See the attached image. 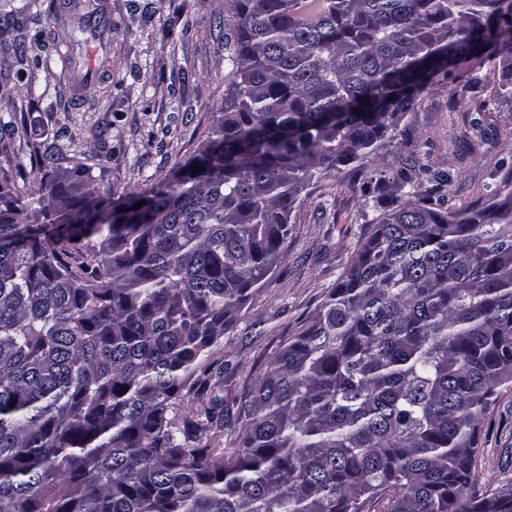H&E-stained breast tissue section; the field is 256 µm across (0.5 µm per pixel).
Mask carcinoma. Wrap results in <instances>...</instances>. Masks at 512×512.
I'll use <instances>...</instances> for the list:
<instances>
[{"label":"carcinoma","mask_w":512,"mask_h":512,"mask_svg":"<svg viewBox=\"0 0 512 512\" xmlns=\"http://www.w3.org/2000/svg\"><path fill=\"white\" fill-rule=\"evenodd\" d=\"M234 78L190 162L142 223L101 217L90 180L0 184V512H484L470 493L481 419L512 382V190L445 207L448 175L380 198L311 323L233 401L236 448L205 389L213 350L278 266L298 195L377 155L416 95L499 59L512 99V0H229ZM76 31H112L103 9ZM364 111L358 115V111Z\"/></svg>","instance_id":"cac0c4a2"}]
</instances>
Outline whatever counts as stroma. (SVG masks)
Segmentation results:
<instances>
[{"label":"stroma","instance_id":"1","mask_svg":"<svg viewBox=\"0 0 512 512\" xmlns=\"http://www.w3.org/2000/svg\"><path fill=\"white\" fill-rule=\"evenodd\" d=\"M49 0H0L14 29L0 33V181L32 188L49 168L86 169L99 195L142 193L191 158L206 139L233 78L228 0H90L112 13L103 38L71 41L68 8ZM26 43V59L12 55ZM72 71L60 78L61 52ZM483 83L427 85L415 108L383 140L373 163L314 177L289 220L283 257L253 291L215 353L228 368L216 392H251L270 362L327 301L384 212L365 187L397 192L401 175L447 173V205L487 203L512 183V107L498 104V75L480 63ZM98 80L86 95L84 76ZM478 494L512 488V384L502 386L478 437Z\"/></svg>","mask_w":512,"mask_h":512}]
</instances>
